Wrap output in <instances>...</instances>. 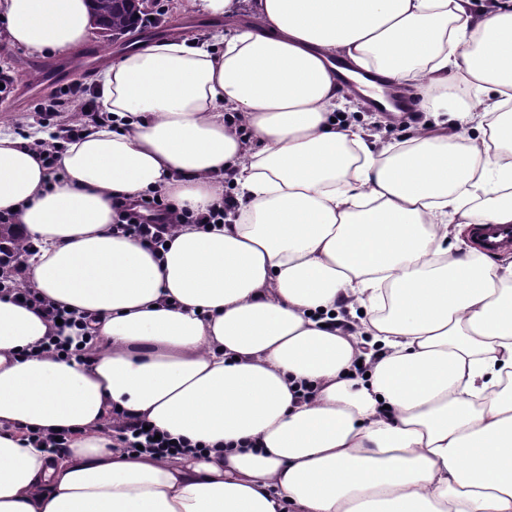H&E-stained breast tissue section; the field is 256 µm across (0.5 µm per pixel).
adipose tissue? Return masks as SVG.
Masks as SVG:
<instances>
[{
	"instance_id": "adipose-tissue-1",
	"label": "adipose tissue",
	"mask_w": 512,
	"mask_h": 512,
	"mask_svg": "<svg viewBox=\"0 0 512 512\" xmlns=\"http://www.w3.org/2000/svg\"><path fill=\"white\" fill-rule=\"evenodd\" d=\"M207 41L141 43L98 88L107 123L49 174L0 134V213L38 242L27 283L98 337L0 298V512H512V262L461 250L512 224V0H183ZM31 53L91 35L87 0H0ZM349 84L337 86L335 60ZM421 87L408 140L337 121L373 80ZM476 98L448 112L449 82ZM221 225L158 252L113 197ZM206 445L117 449L114 411ZM73 432L51 455L31 431ZM88 331L87 332H84L82 334V340L79 342V344H82V347H79V344L74 348L72 349L71 347V344H72V339L69 338L65 341H61V340H51L46 346H42L40 349L37 350V353H44V352H48V353H53V354H56L57 356H62V354H65V357H69L70 355L76 353V352H81V351H84L85 348H86V345L89 344L90 342H93L94 341V336H90L88 335Z\"/></svg>"
}]
</instances>
